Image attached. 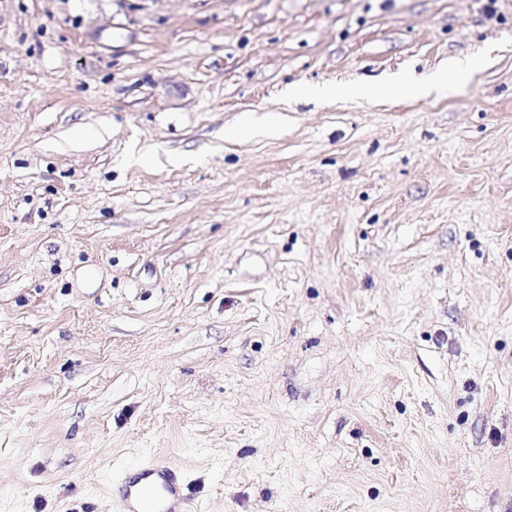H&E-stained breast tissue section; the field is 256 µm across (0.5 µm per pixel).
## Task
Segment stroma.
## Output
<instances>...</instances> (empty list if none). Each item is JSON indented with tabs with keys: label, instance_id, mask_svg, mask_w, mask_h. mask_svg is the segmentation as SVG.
Segmentation results:
<instances>
[{
	"label": "stroma",
	"instance_id": "1",
	"mask_svg": "<svg viewBox=\"0 0 512 512\" xmlns=\"http://www.w3.org/2000/svg\"><path fill=\"white\" fill-rule=\"evenodd\" d=\"M484 6L0 0V512H116L151 457L202 512H512Z\"/></svg>",
	"mask_w": 512,
	"mask_h": 512
}]
</instances>
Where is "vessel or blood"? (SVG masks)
<instances>
[{
  "mask_svg": "<svg viewBox=\"0 0 512 512\" xmlns=\"http://www.w3.org/2000/svg\"><path fill=\"white\" fill-rule=\"evenodd\" d=\"M121 512H196V496L179 470L158 458L131 471L113 491Z\"/></svg>",
  "mask_w": 512,
  "mask_h": 512,
  "instance_id": "b4317fda",
  "label": "vessel or blood"
}]
</instances>
